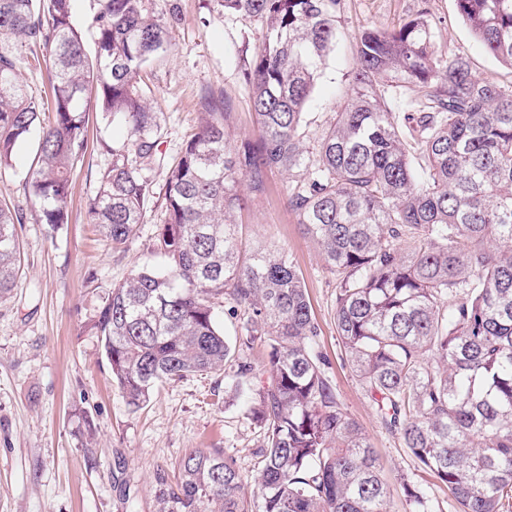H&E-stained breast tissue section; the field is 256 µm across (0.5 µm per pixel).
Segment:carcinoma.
<instances>
[{
  "label": "carcinoma",
  "mask_w": 512,
  "mask_h": 512,
  "mask_svg": "<svg viewBox=\"0 0 512 512\" xmlns=\"http://www.w3.org/2000/svg\"><path fill=\"white\" fill-rule=\"evenodd\" d=\"M163 2L97 0L91 60L74 0H0V166L38 136L24 183L37 222L53 233L68 223L70 175L95 108L127 129L87 203L112 247L144 222V171L168 170L155 242L167 264L114 285L90 322L128 405L197 373L222 371L236 390L259 380L247 412L261 436L254 483L224 452L192 448L174 474L156 470L154 512H392L377 450L317 352L321 329L294 259L242 250L241 184L257 197L276 172L336 278L338 344L382 424L458 512H502L512 498V94L464 58L437 54L421 12L361 33L350 86L311 147L303 109L335 44L340 0H215L264 24L243 73L257 135L231 144V113L207 93L205 121L169 163L142 79L181 22L178 0ZM456 5L486 51L512 66V0ZM42 49L45 101L21 78ZM407 84L421 95L405 129L390 99ZM23 220L0 204V303L18 287ZM221 298L242 312V343L267 347L265 379L219 327ZM404 493L424 512L419 486Z\"/></svg>",
  "instance_id": "carcinoma-1"
}]
</instances>
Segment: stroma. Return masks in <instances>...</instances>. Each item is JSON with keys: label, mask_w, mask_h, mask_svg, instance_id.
Wrapping results in <instances>:
<instances>
[{"label": "stroma", "mask_w": 512, "mask_h": 512, "mask_svg": "<svg viewBox=\"0 0 512 512\" xmlns=\"http://www.w3.org/2000/svg\"><path fill=\"white\" fill-rule=\"evenodd\" d=\"M181 5L183 20L150 68V103L164 129L159 150L169 160L198 127L206 92L223 94L231 138L253 132L241 72L263 28L259 20L218 11L213 0ZM422 11L439 54L467 58L475 74L512 91V67L484 50L455 0H342L335 51L305 109L308 140L329 123L349 85L362 31L390 29ZM123 137L117 123L90 112L85 158L71 175L68 224L54 235L31 219L17 227L23 274L13 298L0 304V512H153L156 468L174 469L192 448L223 450L244 475L254 474L260 432L243 419L252 391H235L223 374L199 373L160 383L149 402L133 408L113 383L101 342L89 328L112 285L165 263L151 249L166 219L165 170L149 172L156 198L126 248L112 249L87 221L86 202L97 189L94 169L107 159L102 145ZM35 150L32 143L21 147L0 168V200L26 207L23 186ZM241 223L246 246L292 254L321 328L319 349L330 361L336 393L379 452L392 512H414L403 491L408 482L424 490L428 512H456L447 488L383 427L344 361L335 325L336 282L289 211L280 175L271 177L265 196L252 199Z\"/></svg>", "instance_id": "35a3bbf8"}]
</instances>
